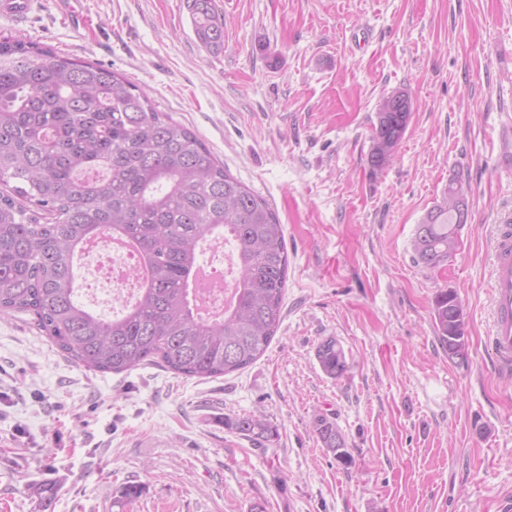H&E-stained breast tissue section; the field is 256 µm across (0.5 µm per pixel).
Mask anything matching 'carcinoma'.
<instances>
[{
	"label": "carcinoma",
	"mask_w": 512,
	"mask_h": 512,
	"mask_svg": "<svg viewBox=\"0 0 512 512\" xmlns=\"http://www.w3.org/2000/svg\"><path fill=\"white\" fill-rule=\"evenodd\" d=\"M197 39L224 46L214 0H187ZM409 96L377 109L369 162L382 169L402 140ZM460 225L452 201L434 207L412 242L417 263L448 261ZM134 240L141 260L137 301L107 317L78 300L75 261L92 237ZM220 234L236 256L234 295L221 318L199 312L187 285L207 238ZM288 253L268 203L233 177L195 133L157 111L146 93L99 63L0 35V313H28L74 362L121 374L157 365L177 375L216 378L266 351L283 318ZM433 319L448 358L468 348L458 295L443 289ZM333 378L348 370L335 339L316 348ZM225 425L259 443L274 436L261 415ZM324 448L349 459L336 425L315 422Z\"/></svg>",
	"instance_id": "carcinoma-1"
}]
</instances>
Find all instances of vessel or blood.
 <instances>
[{
  "label": "vessel or blood",
  "instance_id": "1",
  "mask_svg": "<svg viewBox=\"0 0 512 512\" xmlns=\"http://www.w3.org/2000/svg\"><path fill=\"white\" fill-rule=\"evenodd\" d=\"M491 347L501 376L512 375V219L502 218L493 244Z\"/></svg>",
  "mask_w": 512,
  "mask_h": 512
}]
</instances>
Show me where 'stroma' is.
I'll return each mask as SVG.
<instances>
[{"instance_id": "obj_1", "label": "stroma", "mask_w": 512, "mask_h": 512, "mask_svg": "<svg viewBox=\"0 0 512 512\" xmlns=\"http://www.w3.org/2000/svg\"><path fill=\"white\" fill-rule=\"evenodd\" d=\"M224 46L186 0H34L0 33L123 74L193 130L284 227L283 320L217 378L152 365L94 373L29 315L0 314V512H502L512 503V378L488 343L493 240L512 214L500 130L512 118V0H214ZM412 115L372 171L377 106ZM468 190L455 255L412 240L449 179ZM457 292L466 362L432 308ZM334 338L349 369L315 358ZM262 412L256 444L225 418ZM335 422L350 456L323 448ZM139 495L126 497L124 486ZM214 0H187L192 27L197 39L207 48L224 46V23L214 10ZM315 431L324 448L340 462H346L349 459L348 452L345 450V441L336 425L325 418H318L315 422Z\"/></svg>"}]
</instances>
